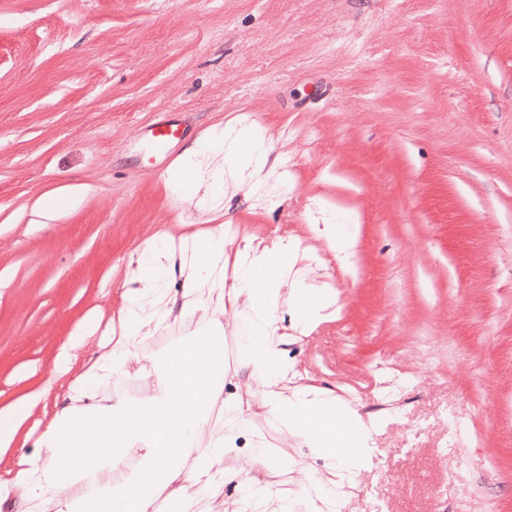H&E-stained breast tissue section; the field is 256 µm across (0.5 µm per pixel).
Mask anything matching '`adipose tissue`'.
Wrapping results in <instances>:
<instances>
[{"label":"adipose tissue","mask_w":512,"mask_h":512,"mask_svg":"<svg viewBox=\"0 0 512 512\" xmlns=\"http://www.w3.org/2000/svg\"><path fill=\"white\" fill-rule=\"evenodd\" d=\"M272 151L270 138L256 127H230L217 136L199 137L181 157L183 170L194 176L193 186L184 190L176 178L172 191L200 211L223 198L228 178L247 194H256L268 188L275 172L269 162ZM226 246L224 228L217 225L203 239L178 248L158 236L130 259L122 311L125 334L95 360L87 377L71 383L67 405L37 439V453L20 479L29 499L54 503L56 512H104L108 501L117 504L118 512H151L152 494L159 491L176 512H190V501L171 488L181 473H189L205 491L223 480L219 462L226 443L224 418L232 407L215 404L214 398L224 388L222 317L228 295L247 297L251 303L239 361L260 379L270 416L329 459L340 476L362 468L370 430L355 410L316 388L288 394L279 389L286 370L278 349V305L310 325L325 318L332 298L311 302L307 291L290 281L297 259L291 238L271 249L245 240L236 252L234 284L225 288ZM271 267L278 273L274 283L265 277ZM176 276L183 279L178 301L166 288ZM205 287L210 293L203 302L197 294ZM197 312L203 323L191 338L146 366L155 384L138 403L109 393L113 377L136 362L139 336L168 330L177 315ZM342 426L351 434L353 451L341 450L335 441V430ZM90 477L100 484V496L84 493ZM63 483L70 492L61 498L57 490Z\"/></svg>","instance_id":"adipose-tissue-1"}]
</instances>
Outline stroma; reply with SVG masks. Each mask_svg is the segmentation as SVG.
Returning <instances> with one entry per match:
<instances>
[{
	"mask_svg": "<svg viewBox=\"0 0 512 512\" xmlns=\"http://www.w3.org/2000/svg\"><path fill=\"white\" fill-rule=\"evenodd\" d=\"M1 16L0 409L36 399L1 482L120 335L130 255L216 223L267 247L296 237L305 289L334 299L317 325L284 309L277 325L282 391L326 390L371 425L346 512H512V0H0ZM169 115L192 139L250 116L285 201L230 186L211 211L181 202L138 138ZM73 185L81 206L39 223ZM326 210L355 239L349 262L312 230ZM246 306L226 313L223 394L244 419L201 507L236 512L253 483L264 512H311L335 475L239 366ZM197 321L140 337V362ZM260 436L280 457L258 459Z\"/></svg>",
	"mask_w": 512,
	"mask_h": 512,
	"instance_id": "35a3bbf8",
	"label": "stroma"
}]
</instances>
